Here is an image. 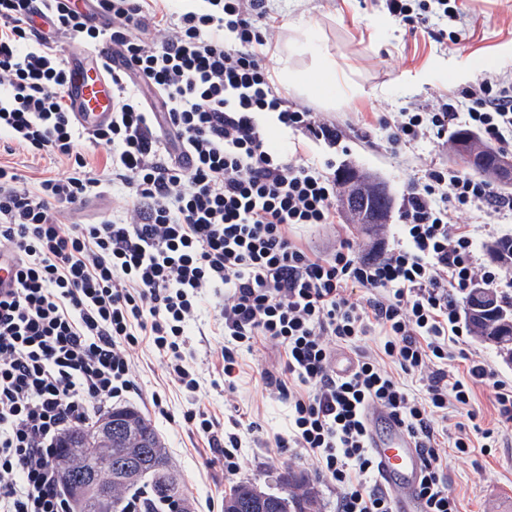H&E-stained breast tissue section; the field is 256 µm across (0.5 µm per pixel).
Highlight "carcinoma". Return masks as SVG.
<instances>
[{
    "mask_svg": "<svg viewBox=\"0 0 512 512\" xmlns=\"http://www.w3.org/2000/svg\"><path fill=\"white\" fill-rule=\"evenodd\" d=\"M481 293L495 301L502 316L512 319V297L500 296L490 288L482 289ZM467 319L478 336L512 353V323H483L470 315ZM112 413L125 415L127 426L112 440L110 448L90 450L88 437L95 433L93 427L73 430L74 447L60 451L64 462L62 486L93 472L111 490L114 512H124L126 491L147 479L151 490V500L146 503L149 512H159L172 499L180 503L183 512H192L186 484L151 420L130 408H116ZM285 485V494L275 495L250 482H241L224 496V512H318V500L309 488L291 479Z\"/></svg>",
    "mask_w": 512,
    "mask_h": 512,
    "instance_id": "obj_1",
    "label": "carcinoma"
}]
</instances>
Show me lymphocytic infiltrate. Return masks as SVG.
I'll list each match as a JSON object with an SVG mask.
<instances>
[{
    "instance_id": "1",
    "label": "lymphocytic infiltrate",
    "mask_w": 512,
    "mask_h": 512,
    "mask_svg": "<svg viewBox=\"0 0 512 512\" xmlns=\"http://www.w3.org/2000/svg\"><path fill=\"white\" fill-rule=\"evenodd\" d=\"M394 19L459 44L457 0H383ZM107 25L62 0H0V135L62 169L24 182L0 161V254L15 263V286L0 294V512H75L64 491L58 439L133 390L135 354L149 340L169 380L196 392L185 364L187 328L207 290L228 345L221 351L234 389L235 350L257 340L282 351L279 370H262L271 392L287 397L291 422L275 446L315 460L336 489V512H394V498L372 483L367 413L384 409L423 460L418 496L425 512H460L448 486L447 448L467 453L464 424L449 435V410L475 417L472 391L491 383L498 442L512 425V384L481 357L466 376L448 367L468 323L457 294L474 279L512 286V264L477 269L475 251L491 237L459 224L458 210H512V198L484 177L426 169L403 195L401 228L377 258L340 241L325 252L288 235L295 224H337L334 174L268 144L260 115L336 145L335 125L298 107L274 86L263 49L267 0H204L182 14L165 0H97ZM112 53V120L84 131L66 88L63 39ZM490 143L512 146V82L477 78L434 105L380 118L391 145L445 138L457 123ZM116 147L111 179L79 151L81 138ZM130 191L122 217L92 224L69 211L107 193ZM380 333L354 370L336 371L337 345ZM418 377L411 394L403 375ZM183 424L238 468V436L204 409Z\"/></svg>"
}]
</instances>
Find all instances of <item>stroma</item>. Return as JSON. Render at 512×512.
I'll list each match as a JSON object with an SVG mask.
<instances>
[{"instance_id":"35a3bbf8","label":"stroma","mask_w":512,"mask_h":512,"mask_svg":"<svg viewBox=\"0 0 512 512\" xmlns=\"http://www.w3.org/2000/svg\"><path fill=\"white\" fill-rule=\"evenodd\" d=\"M457 3L466 17V36L459 46L445 48L384 14L376 0H273L268 59L274 84L290 102L334 123L341 144L333 147L311 141L302 132L283 128L272 114L259 118L266 136L288 154L299 153L319 164L330 158L337 169L375 174L396 203L424 169L455 167L450 138L394 150L387 130L376 119L381 114L395 115L412 103H435L439 95L458 92L484 73H512V0ZM324 57L335 62L338 73L352 87L341 103L314 97L289 86L284 78L287 68L314 72ZM399 222L398 211H391L387 224L369 237L344 214L336 228L301 224L292 227L290 236L317 251L346 238L360 256L371 257L392 242ZM223 346L224 335L212 311H204L190 324L185 349L186 362L199 381V390L192 396L169 381L161 356L150 343H142L135 360L138 388L125 395L122 406L150 416L191 493L195 512H224L225 494L241 482H252L267 493L280 492L283 478L289 476L312 488L322 512H336V492L319 475L315 462L277 452L274 446L275 437L288 431L290 409L287 399L265 390L260 372L277 367L281 353L261 343L249 351L239 350L237 389L228 399L218 364ZM155 391L163 397L165 414L155 413L149 403ZM196 405L206 407L224 423L231 416L241 417L236 474L225 473L223 463L214 460L184 429L182 415ZM471 439V452L448 457V485L461 512H512V436L486 450L479 447V434H472Z\"/></svg>"}]
</instances>
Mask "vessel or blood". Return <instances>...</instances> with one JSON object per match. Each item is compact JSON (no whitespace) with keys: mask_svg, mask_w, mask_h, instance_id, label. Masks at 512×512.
Here are the masks:
<instances>
[{"mask_svg":"<svg viewBox=\"0 0 512 512\" xmlns=\"http://www.w3.org/2000/svg\"><path fill=\"white\" fill-rule=\"evenodd\" d=\"M68 95L78 124L91 130L112 118V84L94 63L76 60ZM369 448L376 462V479L385 489H400L395 512H424L416 489L423 460L406 432L387 413L373 411L369 417Z\"/></svg>","mask_w":512,"mask_h":512,"instance_id":"obj_1","label":"vessel or blood"}]
</instances>
